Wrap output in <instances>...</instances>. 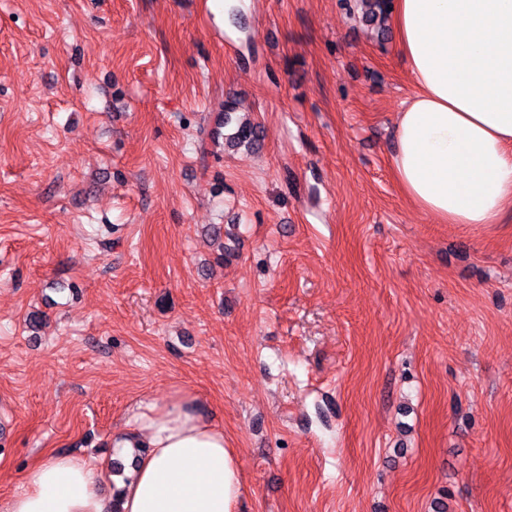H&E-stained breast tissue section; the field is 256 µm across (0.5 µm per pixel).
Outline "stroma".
I'll return each instance as SVG.
<instances>
[{"label":"stroma","mask_w":512,"mask_h":512,"mask_svg":"<svg viewBox=\"0 0 512 512\" xmlns=\"http://www.w3.org/2000/svg\"><path fill=\"white\" fill-rule=\"evenodd\" d=\"M412 92L350 0H0V502L180 391L236 512H512V213L403 197ZM261 139L260 126L256 123L236 122L234 131L225 137V143L228 147H247L252 148Z\"/></svg>","instance_id":"obj_1"}]
</instances>
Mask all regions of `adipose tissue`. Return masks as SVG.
<instances>
[{
    "mask_svg": "<svg viewBox=\"0 0 512 512\" xmlns=\"http://www.w3.org/2000/svg\"><path fill=\"white\" fill-rule=\"evenodd\" d=\"M391 24L415 87L395 117L400 191L445 224L500 223L512 211V0H393ZM112 445L137 456L118 497L103 470L48 453L0 512H236L238 457L192 395L143 402Z\"/></svg>",
    "mask_w": 512,
    "mask_h": 512,
    "instance_id": "adipose-tissue-1",
    "label": "adipose tissue"
}]
</instances>
